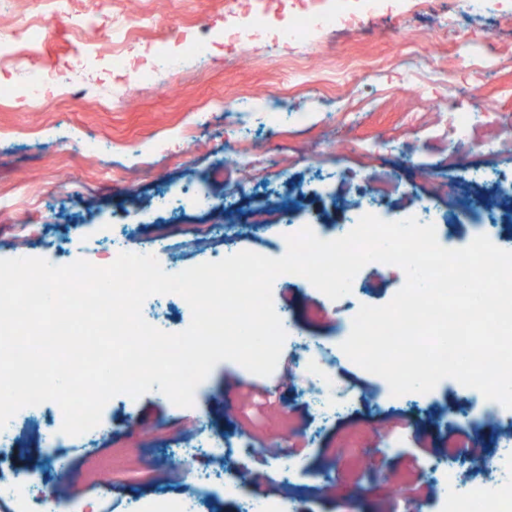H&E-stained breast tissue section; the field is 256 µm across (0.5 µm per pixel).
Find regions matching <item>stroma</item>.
Wrapping results in <instances>:
<instances>
[{
    "label": "stroma",
    "instance_id": "35a3bbf8",
    "mask_svg": "<svg viewBox=\"0 0 512 512\" xmlns=\"http://www.w3.org/2000/svg\"><path fill=\"white\" fill-rule=\"evenodd\" d=\"M226 0H109L100 30L131 15H150L132 52L156 47L180 58L153 84L104 83L89 71L79 89L50 91L42 108L27 105L14 75L0 80V197L20 200L41 192V207L19 226L0 217V259L40 257L55 266L84 259L102 265L113 243L137 236L159 263L188 269L225 251L224 236L243 251L279 258L301 226L352 224L373 214L388 222L415 216L423 205L441 246L469 245L476 218L486 236L512 251V17L489 0H457V10L434 23L420 0H393L366 20V29L329 44L315 33L296 46L252 49L224 40ZM182 23L211 42L207 62L184 56L165 41ZM84 43L68 19H58L34 66L59 67L82 58ZM471 113L473 140L459 147L450 133L453 110ZM250 112L238 127L236 117ZM95 138L98 148L78 146ZM249 159L230 181L210 176L225 149ZM209 189L219 207H183L185 189ZM170 209L155 207L158 197ZM397 268L365 265L351 293L331 300L296 275L278 277L275 307L287 310L312 344L337 346L361 305L389 303L403 286ZM144 319L180 332L191 310L176 294L154 295ZM298 360L283 346L266 393L251 392L256 376L241 364H216L197 386L192 407L174 405L159 390L125 394L105 405L100 435L63 439L77 473L70 493L84 512H140L148 501H192L195 512H242L241 496L200 494L195 472L223 477L226 468L262 477L260 491L294 493V512H385L391 487L370 477L365 460L381 463L405 483L413 503L438 512L428 486L447 479L457 460L443 447L445 419L480 414V391L441 380L425 394L364 399L357 417L319 419L300 384L287 380ZM397 437V446L365 437L359 418ZM63 418L45 402L13 418L15 445L0 450L10 477L30 470L52 476L45 442ZM434 453L414 463L417 433ZM222 436L229 464L212 463L203 444ZM348 436L355 454L336 459L329 449ZM247 443L267 447L242 456ZM288 449L284 474L275 451Z\"/></svg>",
    "mask_w": 512,
    "mask_h": 512
}]
</instances>
